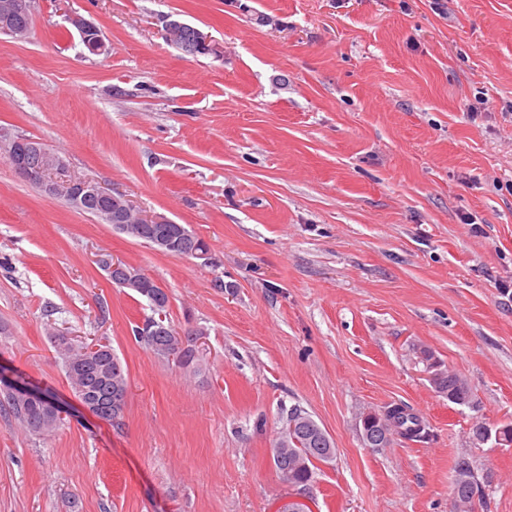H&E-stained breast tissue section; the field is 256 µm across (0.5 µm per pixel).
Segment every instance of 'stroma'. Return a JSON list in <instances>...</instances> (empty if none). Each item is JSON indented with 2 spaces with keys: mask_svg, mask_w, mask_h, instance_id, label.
<instances>
[{
  "mask_svg": "<svg viewBox=\"0 0 512 512\" xmlns=\"http://www.w3.org/2000/svg\"><path fill=\"white\" fill-rule=\"evenodd\" d=\"M168 13L217 54L167 42ZM1 126L211 259L163 255L0 154V365L64 407L48 437L0 412V512H450L462 458L492 475L481 512H512V445L472 434L512 423V0H35L29 38L0 35ZM103 253L166 290L199 370L135 341L152 310ZM49 321L110 343L121 428L74 396ZM424 348L471 404L437 391ZM296 405L336 448L303 497L270 454ZM392 405L429 440L366 447L360 414ZM65 20L77 30L85 46L94 49L98 53L105 51L104 41L93 23L75 14H66ZM90 33H96V36L91 41L89 40Z\"/></svg>",
  "mask_w": 512,
  "mask_h": 512,
  "instance_id": "stroma-1",
  "label": "stroma"
}]
</instances>
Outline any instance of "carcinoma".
Returning a JSON list of instances; mask_svg holds the SVG:
<instances>
[{
	"label": "carcinoma",
	"mask_w": 512,
	"mask_h": 512,
	"mask_svg": "<svg viewBox=\"0 0 512 512\" xmlns=\"http://www.w3.org/2000/svg\"><path fill=\"white\" fill-rule=\"evenodd\" d=\"M170 37L184 49V54L195 57L206 55L208 51L196 48L195 33L190 26L173 27ZM125 234L147 244L161 234L166 240L162 253L175 258H188L197 253H209L207 243L184 224H128ZM131 277H142L137 295L152 301L151 294L160 291V286L142 269L128 265ZM153 317L145 320V327L133 329L134 338L155 356L170 359V351L181 344L187 345L184 357L177 360L178 366L189 368L198 364L199 351L195 349L198 339L196 332H177L170 324L162 323L161 328L151 326ZM57 346L63 359L66 377L74 394L82 403L94 399L105 403L115 392H128V376L119 358L113 353L91 355L85 352L88 344H74L68 337L57 336ZM424 361L433 369V380L442 393L471 400L468 381L458 373L447 371L441 364L432 360L429 351H421ZM0 407L8 410L21 428L31 434L49 435L59 428L60 422L52 415L40 416L28 407L24 400L12 395H0ZM378 419L388 437L382 444L390 442V437L399 434L410 440L422 441L429 437L420 418L405 407L395 405L383 411L368 412ZM274 466L282 480L299 491H304L313 480L320 464L333 460L336 449L327 431L300 406L289 410L285 427L271 448ZM480 481L472 464L459 460L454 466L451 497L453 512H478L481 503L476 501Z\"/></svg>",
	"instance_id": "cac0c4a2"
}]
</instances>
